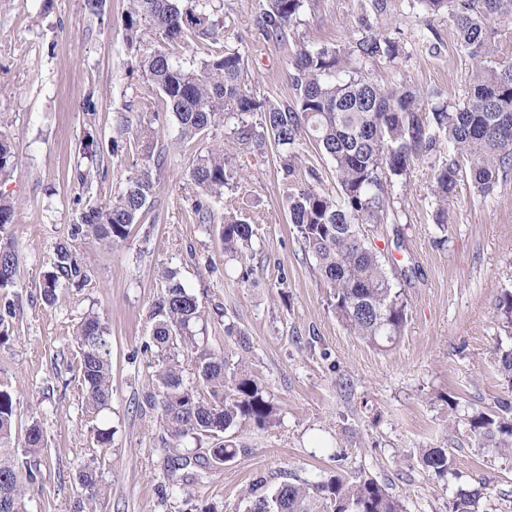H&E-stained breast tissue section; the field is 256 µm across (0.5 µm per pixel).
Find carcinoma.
<instances>
[{
  "instance_id": "cac0c4a2",
  "label": "carcinoma",
  "mask_w": 512,
  "mask_h": 512,
  "mask_svg": "<svg viewBox=\"0 0 512 512\" xmlns=\"http://www.w3.org/2000/svg\"><path fill=\"white\" fill-rule=\"evenodd\" d=\"M428 14L448 13L457 43L472 63L467 96L457 104H431L427 115L421 94L405 82L382 85L366 76L375 58L396 59L397 42L373 30L370 16L390 11V0H371L372 14L358 18L360 38L354 45L311 48L301 43L288 61L291 102L257 98L249 86L243 55L224 50L187 69L162 48L147 49L139 59L142 76L158 92L178 123L180 138L191 139L220 124L236 121L234 141L241 153L263 155L276 147L284 176L291 175L303 141L312 142L336 172L340 194L317 186L298 188L283 182L290 222L307 256L313 258L331 288L336 317L366 345L384 350L399 338L408 322V302L395 288V275L381 252L368 244L361 227L386 224L393 212L389 183L408 174L418 158L448 146V160L435 170L431 194L448 200L468 177L475 191L492 194L512 179V58L497 55L501 33L512 28V0H417ZM303 0H265L257 17L263 38H287ZM213 0H130L124 29L129 45L150 34L159 44H180L191 38L216 40L224 34V18ZM257 117L254 122L250 117ZM155 163L143 162L126 178L121 192L107 204L81 207L67 236L54 247L51 269L41 295L51 304L63 283L84 287L89 272L79 262L74 243L112 247L124 243L147 203L156 195ZM16 169L15 152L0 132V180ZM188 177L199 189L194 205L199 223L211 222L206 202L221 198L239 185V168L224 146L213 145L197 157ZM15 208L0 197V345L10 339L16 316L9 289L16 286L19 265L10 228ZM257 225L228 205L219 228L225 255L244 259ZM162 291L152 306L151 342L157 361L145 402L176 453L173 464L188 461L182 448L204 450L209 464L235 461L240 451L234 431L246 426L273 427L279 406L268 386L249 368L248 336L227 314L224 333L236 337L238 351H216L203 334L211 319L198 298L172 268L160 274ZM495 308L503 331L512 335V289L504 288ZM75 352L68 367L75 371L94 456L77 474L80 512H97L102 475L97 456L112 448L113 430L105 418L112 404L111 331L98 314L85 313L73 331ZM191 371L192 378L184 379ZM498 372L512 389V346L499 350ZM14 392L0 385V512H28L33 493L45 494L38 460L47 453L39 420L33 418L23 444L16 445L12 428L18 418ZM463 425L480 448L512 458V401L498 400L493 412L474 411L453 425ZM31 461L19 465L18 448ZM423 469L438 480L451 470L444 448H424ZM484 493L459 490L453 512H479ZM245 512H405L400 496L368 475L348 480L340 475L309 483L295 479L248 493Z\"/></svg>"
}]
</instances>
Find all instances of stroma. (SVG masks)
Returning <instances> with one entry per match:
<instances>
[{
	"instance_id": "obj_1",
	"label": "stroma",
	"mask_w": 512,
	"mask_h": 512,
	"mask_svg": "<svg viewBox=\"0 0 512 512\" xmlns=\"http://www.w3.org/2000/svg\"><path fill=\"white\" fill-rule=\"evenodd\" d=\"M376 24L399 43L395 60L370 61L367 75L401 81L435 100L458 103L471 65L460 51L447 13L431 15L416 0H392ZM370 0H304L287 41L257 36L258 0H224V40L245 58L257 97L292 99L290 54L301 43L344 48ZM127 0H104L101 14L84 0H5L0 5V131L13 142L17 169L0 181V196L16 208L11 232L19 250L14 292L19 303L9 341L0 347V383L10 386L21 414L13 427L23 441L37 415L50 448L41 463L45 495L30 512H73L78 469L90 437L81 401L68 387L73 328L96 310L112 334L111 449L100 459L104 493L99 512H244L256 480L317 482L341 473L367 474L400 495L406 512H452L457 488L487 486L482 512H512V458L477 447L454 417L489 410L512 398L497 370L499 346L512 345L494 303L512 289V182L492 195L458 184L447 202L448 228L434 222L429 185L441 151L419 158L392 188L394 224L363 225L366 240L400 270L395 279L409 303L408 323L388 350L378 351L337 319L315 263L290 222L278 156L240 159V186L229 200H212L215 216L232 202L259 224L247 260L258 285L240 284V265L224 255L219 226L197 223V189L187 172L200 152L223 144L235 154L228 128L180 139L178 123L155 99L128 47ZM440 44L439 53L428 43ZM102 142L123 136L126 148L84 154L86 135ZM162 154L159 191L129 238L108 248L82 241L76 250L90 272L86 287L62 288L46 303L40 284L54 245L85 204H104L121 191L144 150ZM178 270L206 310L224 309L250 339L252 372L274 393L280 419L269 429L239 430L234 462L200 470L173 469L156 414L145 404L154 359L143 347L160 293V268ZM446 449L447 479L428 476L423 448Z\"/></svg>"
}]
</instances>
